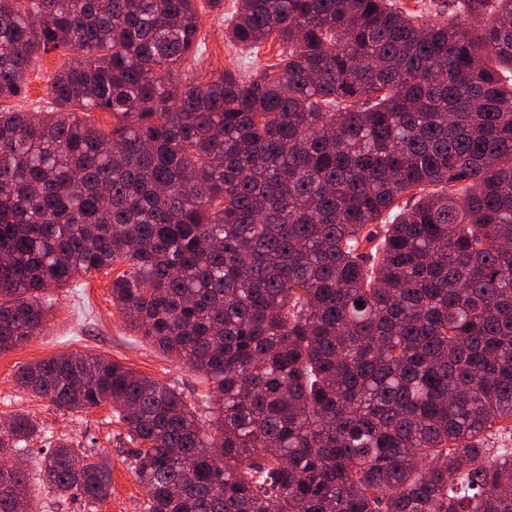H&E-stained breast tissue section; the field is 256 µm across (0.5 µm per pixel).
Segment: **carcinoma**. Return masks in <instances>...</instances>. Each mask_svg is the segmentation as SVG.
<instances>
[{
  "instance_id": "cac0c4a2",
  "label": "carcinoma",
  "mask_w": 512,
  "mask_h": 512,
  "mask_svg": "<svg viewBox=\"0 0 512 512\" xmlns=\"http://www.w3.org/2000/svg\"><path fill=\"white\" fill-rule=\"evenodd\" d=\"M452 6L239 0L227 38L278 63L188 82L196 0H0V354L122 261L112 302L217 397L211 433L104 357L20 370L110 404L146 512H512V450L483 441L512 421V0ZM60 48L55 107L1 104ZM39 433L0 422V512H36L12 461ZM81 455L51 446L46 481L101 502ZM403 3L409 9L425 8L426 16L431 20L448 19V12L451 10L452 0H394Z\"/></svg>"
}]
</instances>
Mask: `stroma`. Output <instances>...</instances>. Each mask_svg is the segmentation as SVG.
Instances as JSON below:
<instances>
[{
  "instance_id": "stroma-1",
  "label": "stroma",
  "mask_w": 512,
  "mask_h": 512,
  "mask_svg": "<svg viewBox=\"0 0 512 512\" xmlns=\"http://www.w3.org/2000/svg\"><path fill=\"white\" fill-rule=\"evenodd\" d=\"M237 8L238 0H224L222 12L200 9L199 59L191 63L188 78L208 79L227 70L257 78L268 65L276 63L280 51L277 42L252 51L226 39L225 28ZM72 57L71 51L62 49L40 54L29 73L25 97L14 99L13 107L30 112L52 108L48 82ZM125 269V264L117 263L80 276L64 287L49 289L45 330L28 343L0 354V420L23 413L40 429L28 443L25 455L29 492L38 512H145L147 496L133 471L135 444L111 406L60 409L19 388L16 375L22 366L60 354L100 355L183 394L202 421L213 418L214 394L208 378L139 336L113 303L112 282ZM60 440L71 441L109 463L112 493L106 500L89 505L81 496L61 500L51 491L41 471L42 450L47 442Z\"/></svg>"
}]
</instances>
